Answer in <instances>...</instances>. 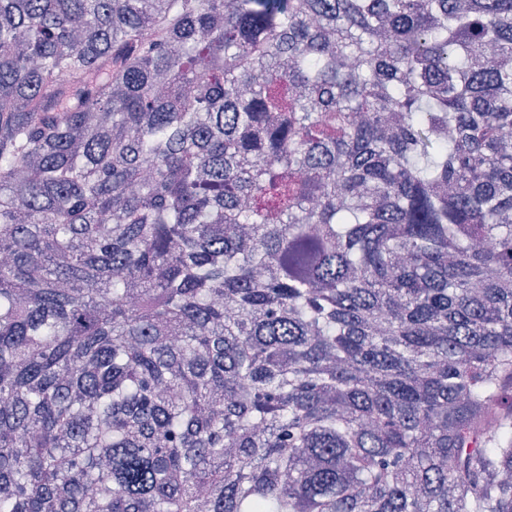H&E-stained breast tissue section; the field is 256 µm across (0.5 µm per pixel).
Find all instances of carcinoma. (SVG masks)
Segmentation results:
<instances>
[{"instance_id": "obj_1", "label": "carcinoma", "mask_w": 512, "mask_h": 512, "mask_svg": "<svg viewBox=\"0 0 512 512\" xmlns=\"http://www.w3.org/2000/svg\"><path fill=\"white\" fill-rule=\"evenodd\" d=\"M512 0H0V512H512Z\"/></svg>"}]
</instances>
